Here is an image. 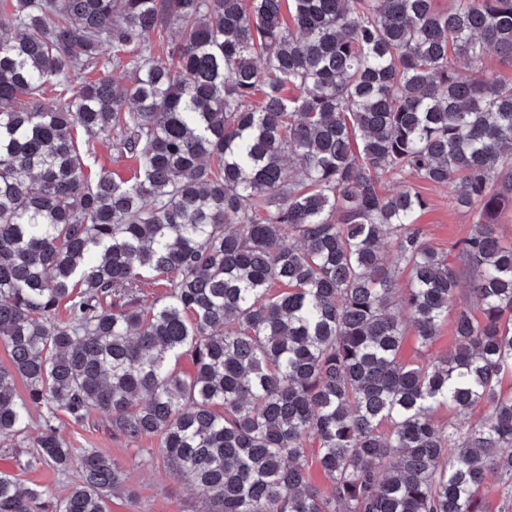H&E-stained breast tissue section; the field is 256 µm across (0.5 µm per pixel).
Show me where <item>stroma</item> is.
I'll list each match as a JSON object with an SVG mask.
<instances>
[{
    "label": "stroma",
    "mask_w": 512,
    "mask_h": 512,
    "mask_svg": "<svg viewBox=\"0 0 512 512\" xmlns=\"http://www.w3.org/2000/svg\"><path fill=\"white\" fill-rule=\"evenodd\" d=\"M417 190L428 206L417 219L428 244L456 259L457 243L467 237L476 221L472 210L455 204L447 189L420 182ZM65 433L76 448H96L117 462L125 472L124 484L113 491L110 512H205L206 505L191 481L171 474L163 464L157 436L148 435L136 442L113 435L108 416L92 413L87 423L69 425ZM14 437L0 439V471L15 475L22 486L50 485L64 489L75 481V474L60 475L52 468H27L29 451L14 445Z\"/></svg>",
    "instance_id": "1"
}]
</instances>
